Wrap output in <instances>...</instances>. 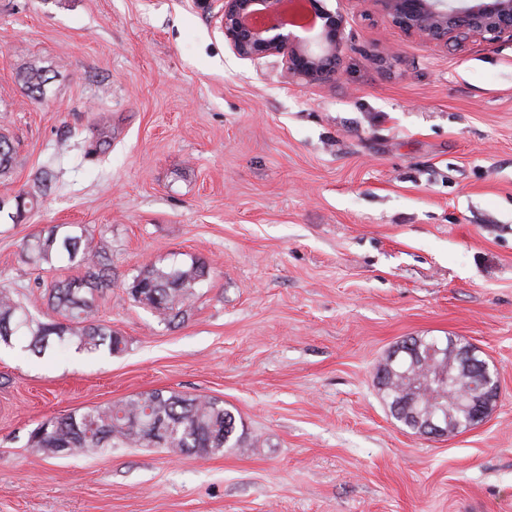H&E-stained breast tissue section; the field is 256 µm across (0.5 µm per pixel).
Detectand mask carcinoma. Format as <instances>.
<instances>
[{"instance_id": "1", "label": "carcinoma", "mask_w": 512, "mask_h": 512, "mask_svg": "<svg viewBox=\"0 0 512 512\" xmlns=\"http://www.w3.org/2000/svg\"><path fill=\"white\" fill-rule=\"evenodd\" d=\"M32 97H41L45 70L31 63L18 73ZM112 150V128L105 121L93 129L85 155L99 157ZM16 165V148L9 135L0 132V178L10 177ZM35 195L16 196L13 218L37 208ZM27 261L47 271L64 266L83 270L78 277H59L47 285V307L53 320L36 317L17 299L15 289L0 284V345L11 346L19 337L27 348L41 355L55 347H74L87 353L121 349L123 337L94 317L96 297L112 288V242L95 238L84 224H55L32 235L24 243ZM206 262L192 258L167 264H149L128 283L129 298L149 309L168 326L179 324L184 306L196 295V288L209 277ZM417 344L411 336L396 344L379 364L375 377L391 416L404 428L415 429V412L431 413L435 404L426 396L411 401L404 373L412 358L391 356ZM239 419L224 402L200 394L154 390L138 393L106 405L86 406L49 419L29 435L28 445L47 456H67L98 452L104 448H154L150 430L157 423L167 427L162 448L174 453H189L208 458L238 448Z\"/></svg>"}]
</instances>
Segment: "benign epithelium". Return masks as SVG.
Returning a JSON list of instances; mask_svg holds the SVG:
<instances>
[{"mask_svg": "<svg viewBox=\"0 0 512 512\" xmlns=\"http://www.w3.org/2000/svg\"><path fill=\"white\" fill-rule=\"evenodd\" d=\"M220 21L224 41L234 55L243 60H259L280 56L288 73L309 84L329 81L336 73L338 49L345 37V19L340 13L326 9L321 0H304L306 10L320 21V29L304 23L297 27L309 33L301 37L281 22L285 0H220ZM393 22L407 33L432 42H448L470 35L498 41L512 40V0H478L457 5L455 0H375ZM458 350L472 370L470 390L457 398V403L474 409L475 423L488 414L482 403L499 399L500 376L492 363L476 361L475 350ZM422 387L443 390L454 386V377L445 372H422L415 381ZM471 426L453 424L445 406L422 425L420 435L441 438Z\"/></svg>", "mask_w": 512, "mask_h": 512, "instance_id": "7a95c632", "label": "benign epithelium"}]
</instances>
